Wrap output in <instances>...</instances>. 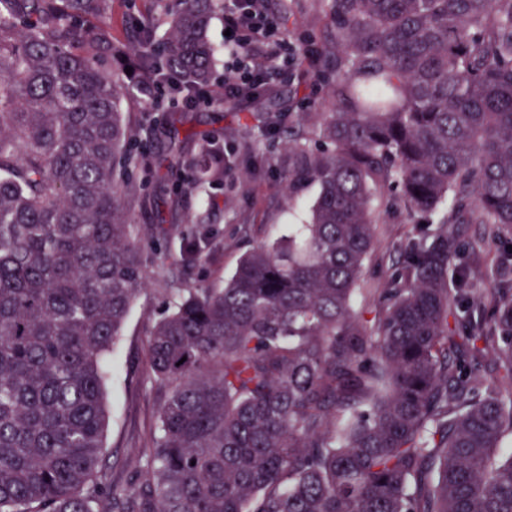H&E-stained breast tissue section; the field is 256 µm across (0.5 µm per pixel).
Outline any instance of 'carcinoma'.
<instances>
[{
    "label": "carcinoma",
    "mask_w": 512,
    "mask_h": 512,
    "mask_svg": "<svg viewBox=\"0 0 512 512\" xmlns=\"http://www.w3.org/2000/svg\"><path fill=\"white\" fill-rule=\"evenodd\" d=\"M177 3L161 38L120 44L103 0H0V512H512V279L485 319L451 228L488 225L486 250L512 234V0H330L331 106L297 114L284 162L319 186L309 221L169 302L147 340L154 442L112 483L107 361L147 278L119 102L158 77L210 86L224 0ZM238 156L202 138L176 163L193 190ZM396 205L421 232L368 319L374 212Z\"/></svg>",
    "instance_id": "carcinoma-1"
}]
</instances>
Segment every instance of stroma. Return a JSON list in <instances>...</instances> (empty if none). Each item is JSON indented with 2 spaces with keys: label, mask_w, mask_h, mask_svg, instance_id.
I'll return each mask as SVG.
<instances>
[{
  "label": "stroma",
  "mask_w": 512,
  "mask_h": 512,
  "mask_svg": "<svg viewBox=\"0 0 512 512\" xmlns=\"http://www.w3.org/2000/svg\"><path fill=\"white\" fill-rule=\"evenodd\" d=\"M174 0H136L127 8L124 0H107V15L114 40L126 41L132 26L145 17L162 22L163 8ZM277 38L285 40L308 58L307 63L284 69L276 76L272 98L246 103L237 111L215 107H178L187 129L217 141L241 137L242 148L258 154L262 174L246 165L233 170L232 190L200 189L183 193L175 182L186 179L182 169L169 168L166 161L168 128L154 123L153 112L139 94L122 98L120 108L130 127L139 133L133 152L150 161L151 172L131 168V180L141 198L130 207L140 239L143 262L149 278L138 294L111 355L110 375L105 387L107 429L104 459L112 478L128 485L135 481L141 449L152 444L166 390L149 373L146 355L148 333L165 308L166 301L184 288L206 289L223 285L234 273L244 253L279 235L284 225L298 222L306 204L318 195L316 184L286 190L282 162L288 155V129L267 128L257 123L256 113L288 116L308 111L311 104H326V87L317 78L310 59L319 57L321 47L335 31L328 0H271ZM377 237L368 260L363 283L385 287L395 268L394 247L401 239L416 234V218L403 207L377 211ZM181 224L186 228L204 224L212 237L205 245L204 262L185 265L179 240H165L164 229ZM512 275V257L499 260L483 256L474 266L469 288L492 312V294L501 275Z\"/></svg>",
  "instance_id": "stroma-1"
}]
</instances>
